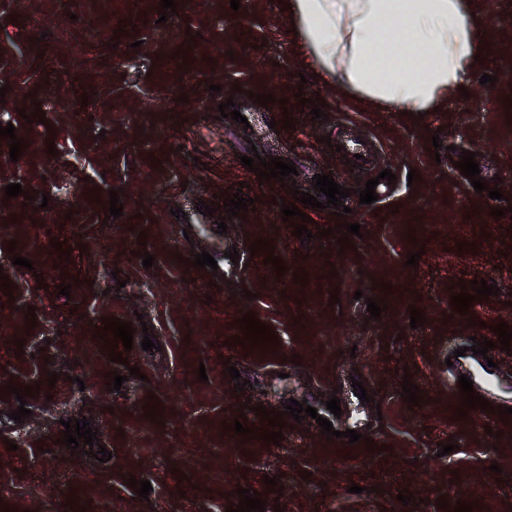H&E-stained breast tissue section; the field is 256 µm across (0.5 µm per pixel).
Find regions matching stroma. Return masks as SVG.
<instances>
[{
    "instance_id": "1",
    "label": "stroma",
    "mask_w": 512,
    "mask_h": 512,
    "mask_svg": "<svg viewBox=\"0 0 512 512\" xmlns=\"http://www.w3.org/2000/svg\"><path fill=\"white\" fill-rule=\"evenodd\" d=\"M159 2L0 0V88L11 107L0 124L56 147L14 162L0 140V224L11 226L0 235V272L14 287L12 296L0 293V502L17 512H225L244 488L265 494L264 512H442L441 497L472 503V512H512V417L498 414L512 407V350L489 352L492 412L457 419L452 384L467 368L455 350L475 336L494 339L493 325L512 326V204L475 192L449 159L451 149L472 151L488 186H512V0H472L491 20L482 35L493 49L428 120L362 108L320 83L280 0H240L236 11L230 0H176L164 19ZM101 29L118 31L117 40H97ZM485 74L495 84H481ZM300 91L308 104L297 102ZM268 93L275 104L258 105L256 95ZM315 97L326 101L327 119L312 117ZM229 98L241 121L220 117ZM37 107L45 123H26ZM349 140L358 143L351 160L338 151ZM436 141L438 154L430 151ZM254 152L294 162L297 177L260 182L240 163ZM386 168L396 177L389 197L360 204L359 190ZM326 173L350 188L348 212L338 218L302 205L313 238L300 241L269 199L312 192L315 175ZM11 183L25 196L6 197ZM230 187L253 199L245 217L223 209ZM112 189L123 205L118 217L108 211ZM44 195L47 208H36ZM212 201L220 209L206 212ZM494 208L503 217L493 218ZM344 221L359 223V235L346 236ZM259 239L272 240L284 275L253 251ZM63 241L65 261L55 249ZM201 251L216 269L193 267ZM417 251V266H407ZM15 255L32 268L13 265ZM301 271L303 285L293 281ZM68 276L75 282L65 297L58 287ZM463 279L492 280L499 293L460 315L451 287ZM390 286L404 298L392 300ZM376 297L388 306L377 320L367 310ZM413 307L423 326L411 327ZM248 312L274 330L277 345L235 344ZM111 317L134 329L123 364L110 362L99 338ZM146 337L154 350L142 349ZM130 364L140 376H128ZM113 371L124 378L117 391L106 385ZM407 377L421 391L415 407L401 396ZM239 380L245 390H235ZM356 381L369 401L356 396ZM11 383L40 390L21 403L7 392ZM81 387L89 404L67 406ZM153 395L155 420L144 416ZM334 395L336 419L326 408ZM293 399L317 418L285 415ZM21 404L30 415L18 423L11 414ZM258 405L283 412L280 444L226 430L241 409L246 427L267 429ZM81 415L111 452L108 462L60 444L63 420ZM321 417L339 438L321 434ZM346 429L361 441L348 443ZM447 443L456 449L445 455ZM267 475L282 495L267 491ZM131 478L150 481L148 498L128 486ZM402 490L413 504L397 501Z\"/></svg>"
}]
</instances>
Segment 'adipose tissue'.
Here are the masks:
<instances>
[{
  "label": "adipose tissue",
  "mask_w": 512,
  "mask_h": 512,
  "mask_svg": "<svg viewBox=\"0 0 512 512\" xmlns=\"http://www.w3.org/2000/svg\"><path fill=\"white\" fill-rule=\"evenodd\" d=\"M299 47L342 96L416 115L447 101L491 45L469 0H290Z\"/></svg>",
  "instance_id": "adipose-tissue-1"
}]
</instances>
